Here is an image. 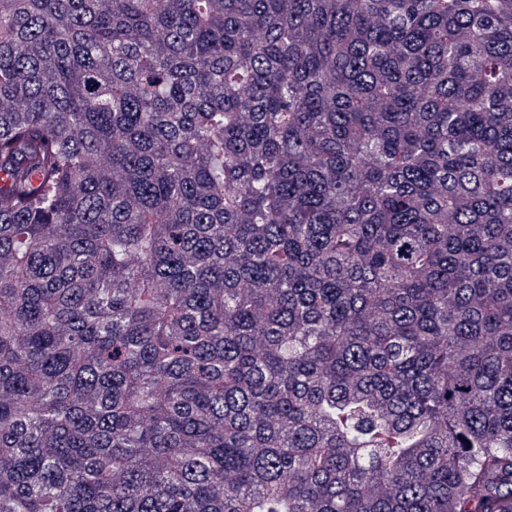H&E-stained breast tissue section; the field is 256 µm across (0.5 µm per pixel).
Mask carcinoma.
Segmentation results:
<instances>
[{
    "instance_id": "1",
    "label": "carcinoma",
    "mask_w": 512,
    "mask_h": 512,
    "mask_svg": "<svg viewBox=\"0 0 512 512\" xmlns=\"http://www.w3.org/2000/svg\"><path fill=\"white\" fill-rule=\"evenodd\" d=\"M0 512H512V0H0Z\"/></svg>"
}]
</instances>
